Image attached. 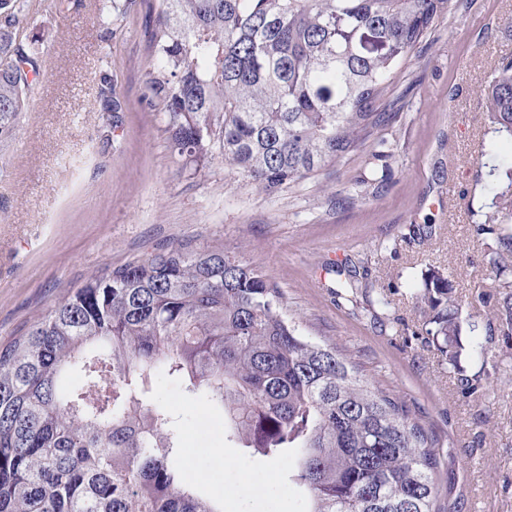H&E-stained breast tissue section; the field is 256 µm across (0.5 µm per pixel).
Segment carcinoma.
Here are the masks:
<instances>
[{
  "label": "carcinoma",
  "instance_id": "1",
  "mask_svg": "<svg viewBox=\"0 0 512 512\" xmlns=\"http://www.w3.org/2000/svg\"><path fill=\"white\" fill-rule=\"evenodd\" d=\"M449 0H157L148 105L183 168L213 159L275 193L378 133L376 111ZM22 0H0V146L12 141L41 62L18 37ZM481 124L512 136V57L481 79ZM103 110L116 112L103 78ZM481 223L512 266V167ZM439 351L463 331L448 272L420 294ZM78 371L81 384L64 391ZM164 373L224 411L249 454L300 450L307 512H436L435 432L302 336L284 294L222 245L178 243L88 277L0 347V512H223L184 476L177 421L153 401Z\"/></svg>",
  "mask_w": 512,
  "mask_h": 512
}]
</instances>
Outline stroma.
<instances>
[{
	"label": "stroma",
	"mask_w": 512,
	"mask_h": 512,
	"mask_svg": "<svg viewBox=\"0 0 512 512\" xmlns=\"http://www.w3.org/2000/svg\"><path fill=\"white\" fill-rule=\"evenodd\" d=\"M99 4L27 2L22 36L42 71L0 149V346L107 267L178 242L221 244L278 285L302 335L336 345L435 431L436 512H512V335L496 321L512 269L486 272L498 240L477 231L501 188L495 168L512 165V136L477 121L479 79L512 56V0H451L376 104L391 115L385 158L370 143L275 194L220 157L179 168L163 114L142 100L149 0L110 21ZM105 72L115 112L99 106ZM433 267L460 302L456 364L419 301ZM154 399L179 423L185 475L224 512H305L290 458L248 456L226 440L222 411L176 379L159 376Z\"/></svg>",
	"instance_id": "stroma-1"
}]
</instances>
